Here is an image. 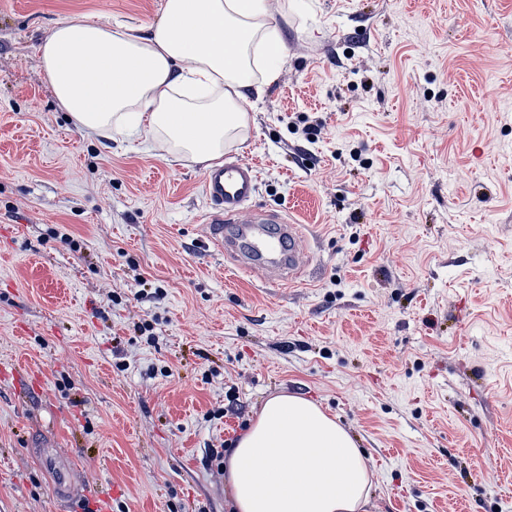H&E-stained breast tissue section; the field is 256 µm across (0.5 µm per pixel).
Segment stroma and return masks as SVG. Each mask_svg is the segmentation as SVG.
I'll list each match as a JSON object with an SVG mask.
<instances>
[{
    "mask_svg": "<svg viewBox=\"0 0 512 512\" xmlns=\"http://www.w3.org/2000/svg\"><path fill=\"white\" fill-rule=\"evenodd\" d=\"M162 7L0 0V365L43 378H0V512H59V464L231 512L284 393L371 458L367 512H512V0H268L288 62L224 154L306 239L288 287L208 246L203 164L79 130L40 69L58 23Z\"/></svg>",
    "mask_w": 512,
    "mask_h": 512,
    "instance_id": "obj_1",
    "label": "stroma"
}]
</instances>
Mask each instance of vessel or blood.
Returning a JSON list of instances; mask_svg holds the SVG:
<instances>
[{"instance_id": "obj_1", "label": "vessel or blood", "mask_w": 512, "mask_h": 512, "mask_svg": "<svg viewBox=\"0 0 512 512\" xmlns=\"http://www.w3.org/2000/svg\"><path fill=\"white\" fill-rule=\"evenodd\" d=\"M259 171L241 160H224L205 169L203 192L211 205L206 216L207 239L232 257L237 269L249 271L262 261L265 272L278 282L295 284L301 267L300 231L277 213L256 208ZM57 495L65 499H87L106 507L109 495L97 486L75 488L69 474L57 479Z\"/></svg>"}]
</instances>
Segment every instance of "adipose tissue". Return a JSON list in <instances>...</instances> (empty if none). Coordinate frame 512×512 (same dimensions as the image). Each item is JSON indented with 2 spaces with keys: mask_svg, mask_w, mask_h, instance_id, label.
<instances>
[{
  "mask_svg": "<svg viewBox=\"0 0 512 512\" xmlns=\"http://www.w3.org/2000/svg\"><path fill=\"white\" fill-rule=\"evenodd\" d=\"M288 58L267 0H164L150 27L56 25L45 78L74 125L102 138L163 139L199 163L247 124L255 65L275 81ZM234 512H363L373 473L349 432L305 398H268L224 461Z\"/></svg>",
  "mask_w": 512,
  "mask_h": 512,
  "instance_id": "adipose-tissue-1",
  "label": "adipose tissue"
}]
</instances>
